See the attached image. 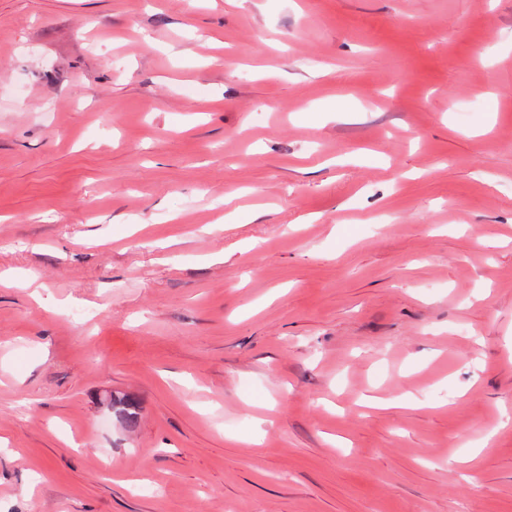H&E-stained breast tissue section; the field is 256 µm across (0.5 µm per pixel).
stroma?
Segmentation results:
<instances>
[{
    "instance_id": "1",
    "label": "stroma",
    "mask_w": 512,
    "mask_h": 512,
    "mask_svg": "<svg viewBox=\"0 0 512 512\" xmlns=\"http://www.w3.org/2000/svg\"><path fill=\"white\" fill-rule=\"evenodd\" d=\"M0 59V512H512V0H0Z\"/></svg>"
}]
</instances>
